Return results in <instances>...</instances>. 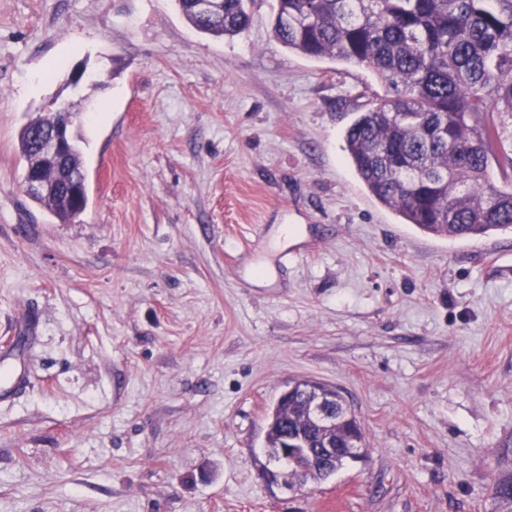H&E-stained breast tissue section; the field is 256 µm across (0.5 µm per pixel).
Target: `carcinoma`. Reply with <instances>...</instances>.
<instances>
[{"label":"carcinoma","mask_w":512,"mask_h":512,"mask_svg":"<svg viewBox=\"0 0 512 512\" xmlns=\"http://www.w3.org/2000/svg\"><path fill=\"white\" fill-rule=\"evenodd\" d=\"M185 20L214 37L234 36L250 22L249 0H224L203 17L177 0ZM273 33L285 47L314 59L365 66L385 96L358 113L345 132L348 159L369 193L405 223L442 238H476L512 230V187L488 179L497 165L512 173V0H275ZM58 111L32 118L19 149L40 162L32 129L52 130ZM49 173L52 190L32 201L66 224L78 217L70 193L85 179L81 149ZM359 430L354 413L322 429L309 416L306 391L267 413L265 447L288 462V486L321 484L347 456L321 465L279 453L286 434L311 448ZM494 512H512V475L492 486Z\"/></svg>","instance_id":"carcinoma-1"}]
</instances>
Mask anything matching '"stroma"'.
Returning <instances> with one entry per match:
<instances>
[{
	"instance_id": "stroma-1",
	"label": "stroma",
	"mask_w": 512,
	"mask_h": 512,
	"mask_svg": "<svg viewBox=\"0 0 512 512\" xmlns=\"http://www.w3.org/2000/svg\"><path fill=\"white\" fill-rule=\"evenodd\" d=\"M250 0L216 39L176 0H0V512H492L512 469V232L403 223L344 150L384 87ZM84 70L71 86L74 70ZM71 100L88 205L23 192L21 127ZM264 233L277 260L251 276ZM337 388L366 457L267 482L266 413Z\"/></svg>"
}]
</instances>
